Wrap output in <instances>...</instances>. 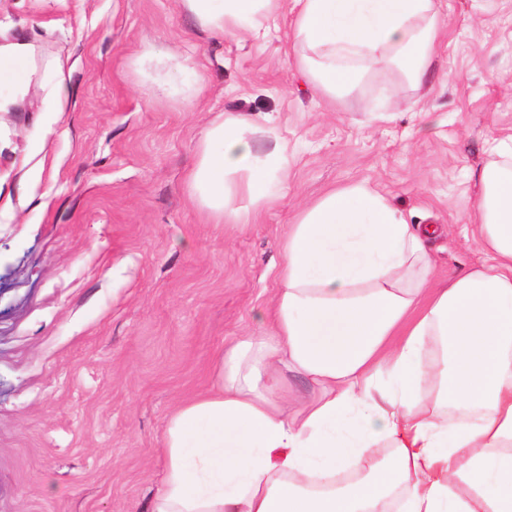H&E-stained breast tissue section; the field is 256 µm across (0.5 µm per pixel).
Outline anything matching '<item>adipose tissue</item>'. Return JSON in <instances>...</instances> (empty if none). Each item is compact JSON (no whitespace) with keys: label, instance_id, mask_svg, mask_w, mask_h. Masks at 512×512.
I'll return each mask as SVG.
<instances>
[{"label":"adipose tissue","instance_id":"adipose-tissue-1","mask_svg":"<svg viewBox=\"0 0 512 512\" xmlns=\"http://www.w3.org/2000/svg\"><path fill=\"white\" fill-rule=\"evenodd\" d=\"M274 0H183L202 28L259 31ZM298 68L330 99L374 64L412 88L443 34L436 0H293ZM28 44L0 51V90L29 80ZM250 116L200 142L187 188L216 223L276 198L286 147L258 154ZM470 222L487 262L443 285L410 224L378 192L333 189L281 241L264 327L221 351L211 389L164 433L152 512H512V137L495 139ZM309 395L288 401V376ZM385 456H378V449Z\"/></svg>","mask_w":512,"mask_h":512}]
</instances>
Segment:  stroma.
Masks as SVG:
<instances>
[{"label":"stroma","instance_id":"obj_1","mask_svg":"<svg viewBox=\"0 0 512 512\" xmlns=\"http://www.w3.org/2000/svg\"><path fill=\"white\" fill-rule=\"evenodd\" d=\"M292 6L221 37L182 0H0V45L31 44L36 70L0 112V512H151L171 414L261 327L287 226L326 191L438 225L434 283L485 262L468 217L488 141L512 136V0H441L425 87L379 65L333 103L285 52ZM228 112L287 146L245 225L185 183Z\"/></svg>","mask_w":512,"mask_h":512}]
</instances>
